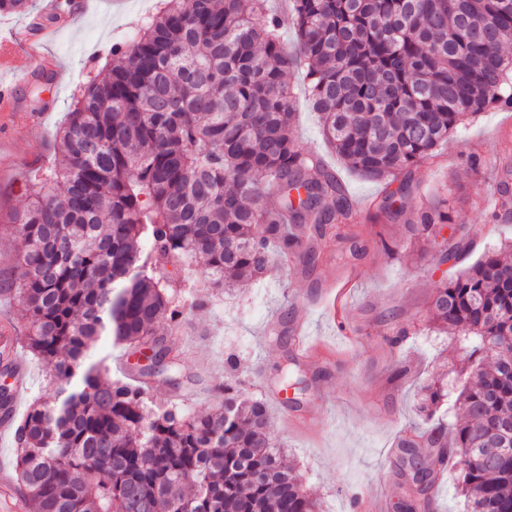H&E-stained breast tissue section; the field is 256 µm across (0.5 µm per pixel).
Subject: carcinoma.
<instances>
[{"label":"carcinoma","mask_w":512,"mask_h":512,"mask_svg":"<svg viewBox=\"0 0 512 512\" xmlns=\"http://www.w3.org/2000/svg\"><path fill=\"white\" fill-rule=\"evenodd\" d=\"M510 43L512 0H289L285 16L267 0H161L133 44L113 47L16 217L19 340L55 386L17 425V479L36 512H320L240 380L190 414L153 404L95 351L107 340L147 349L150 372H169L186 294L203 307L290 258L311 266L331 235L365 255L360 234L341 231L345 185L293 138V68H306L330 150L380 180L488 107L512 109ZM508 202L480 206L497 221ZM446 223L430 208L412 230L428 240ZM428 322L467 342L462 418L435 417L447 387H417L425 426L401 442L402 508L436 499L443 471L417 452L429 448L453 461L466 512H512V242L442 277ZM283 383L306 389L291 366Z\"/></svg>","instance_id":"1"}]
</instances>
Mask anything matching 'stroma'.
Listing matches in <instances>:
<instances>
[{
    "label": "stroma",
    "instance_id": "35a3bbf8",
    "mask_svg": "<svg viewBox=\"0 0 512 512\" xmlns=\"http://www.w3.org/2000/svg\"><path fill=\"white\" fill-rule=\"evenodd\" d=\"M56 29L45 40L47 62L20 89L16 112L0 111V127L13 139L0 150V331L19 335L25 325L16 298L13 217L32 201L31 180L51 166L59 151L57 131L88 76L104 77L112 67V48L137 37L156 11L158 0H56ZM297 112L293 136L304 149L328 154L318 116L312 112L304 71L289 73ZM51 101L49 112L29 124L27 109ZM512 110L492 107L459 127L430 158L397 177L403 211L383 209L384 183L359 178L339 168L351 201L360 209L368 244L364 257L351 261L327 248L311 271L289 263L260 281L225 291L207 307H187L186 324L176 339L181 353L176 381L150 376L154 403L179 402L189 412L216 408V386L227 380L224 359L234 354L237 376L268 401L270 433L318 499L321 512H358L359 496H380L394 506L407 480L397 443L404 430L419 424L416 385L452 381L455 334L423 333L429 304L444 270L442 250L469 245L476 261L491 240L512 239V219L490 224L472 200L496 196L505 171H512ZM480 154L479 165L469 157ZM448 205V225L426 246L414 241L410 226L426 207ZM386 240L378 248L377 240ZM409 336L398 347L388 342L399 329ZM322 346V356L303 359L298 339ZM298 363L307 390L296 400L271 403L282 390V374ZM296 423L282 420V413ZM14 434L0 435V498L13 512H34L14 474Z\"/></svg>",
    "mask_w": 512,
    "mask_h": 512
}]
</instances>
